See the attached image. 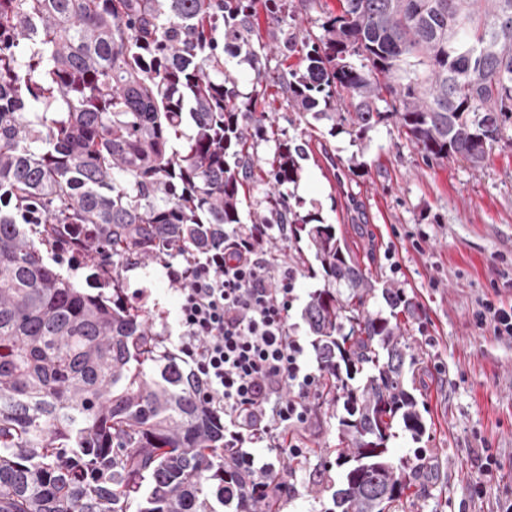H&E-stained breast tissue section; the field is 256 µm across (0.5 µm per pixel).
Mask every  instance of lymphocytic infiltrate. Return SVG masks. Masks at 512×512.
<instances>
[{
    "label": "lymphocytic infiltrate",
    "instance_id": "f902f5d3",
    "mask_svg": "<svg viewBox=\"0 0 512 512\" xmlns=\"http://www.w3.org/2000/svg\"><path fill=\"white\" fill-rule=\"evenodd\" d=\"M255 224L224 249L174 271L178 345L203 382L202 398L224 416V444L263 443L296 455L290 431L303 427L321 392L324 371L306 359L305 339L288 322L297 298L296 270L272 272L255 242Z\"/></svg>",
    "mask_w": 512,
    "mask_h": 512
}]
</instances>
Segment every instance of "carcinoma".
<instances>
[{
  "label": "carcinoma",
  "mask_w": 512,
  "mask_h": 512,
  "mask_svg": "<svg viewBox=\"0 0 512 512\" xmlns=\"http://www.w3.org/2000/svg\"><path fill=\"white\" fill-rule=\"evenodd\" d=\"M339 2L314 34L265 0L273 42L256 43V0H0V512H279L149 312L120 299L127 261L224 248L256 183L249 223L270 225L258 245L271 256L288 238L323 281L304 317L322 389L344 398L334 506L391 512L417 479L388 448L397 423L424 432L404 383L409 300L387 287L390 316L370 312L374 281L336 227L291 203L305 143L243 102L228 59L259 74L300 35L304 65L282 86L307 126L356 142L391 120L426 159L479 168L512 130V0ZM81 224L91 233L70 247L110 298L43 257Z\"/></svg>",
  "instance_id": "obj_1"
}]
</instances>
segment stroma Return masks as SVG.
<instances>
[{
  "instance_id": "1",
  "label": "stroma",
  "mask_w": 512,
  "mask_h": 512,
  "mask_svg": "<svg viewBox=\"0 0 512 512\" xmlns=\"http://www.w3.org/2000/svg\"><path fill=\"white\" fill-rule=\"evenodd\" d=\"M300 61L293 51L269 52V83L257 99L278 132L306 144L296 208L320 212L379 287L402 288L412 301L399 319L421 373L405 386L425 432L416 439L396 428L389 448L406 466L434 465L438 478L414 482L405 512H496L512 497V339L496 336L476 314L487 302L512 309V140L495 144L476 169L455 159L425 160L391 122L372 128L360 144L344 133L329 135L322 124L305 129L274 81ZM177 267L163 260L121 270L125 299L155 315V330L173 351ZM313 403V420L293 434L300 465L257 444L245 447L255 466L286 482L281 512H331L344 479L336 464L344 402ZM486 448L498 458L487 475L480 470ZM479 480L487 491L477 497L471 489Z\"/></svg>"
}]
</instances>
